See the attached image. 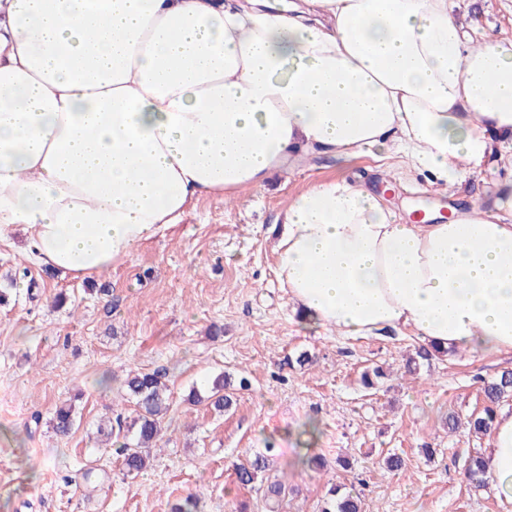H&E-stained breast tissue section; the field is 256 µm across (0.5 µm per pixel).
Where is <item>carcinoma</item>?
Listing matches in <instances>:
<instances>
[{"instance_id": "carcinoma-1", "label": "carcinoma", "mask_w": 512, "mask_h": 512, "mask_svg": "<svg viewBox=\"0 0 512 512\" xmlns=\"http://www.w3.org/2000/svg\"><path fill=\"white\" fill-rule=\"evenodd\" d=\"M126 396L135 401V417L131 420L124 435L125 442L117 448L123 470L132 475L139 474L149 464L151 449L158 447L161 435V423L170 409V389L166 374L159 371H137L127 375L123 382ZM231 388V377L221 374L212 384L208 404L216 411L222 412L232 405V395L227 393ZM484 406L477 415L463 421L456 414L448 415V429L456 431L461 427L471 433H487L491 431L496 408L500 402L512 394V371L504 370L482 387ZM75 413L72 405L64 403L58 406L51 420L55 434L67 437L75 427ZM273 461V449L254 455L247 462L234 468L236 483L249 486L258 475L269 468ZM293 492L288 483L277 480L267 485L265 495L272 503L279 501ZM321 512H362L359 496L346 492L343 487L334 484L328 490V498Z\"/></svg>"}]
</instances>
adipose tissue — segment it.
<instances>
[{"instance_id":"adipose-tissue-1","label":"adipose tissue","mask_w":512,"mask_h":512,"mask_svg":"<svg viewBox=\"0 0 512 512\" xmlns=\"http://www.w3.org/2000/svg\"><path fill=\"white\" fill-rule=\"evenodd\" d=\"M512 134V37L453 0H0V240L111 269L189 203L371 150L442 188ZM451 222L401 224L344 179L284 210L277 276L305 327L409 328L512 354V180ZM485 478L512 503V414Z\"/></svg>"}]
</instances>
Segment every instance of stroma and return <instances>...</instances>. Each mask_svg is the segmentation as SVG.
I'll return each instance as SVG.
<instances>
[{"label":"stroma","mask_w":512,"mask_h":512,"mask_svg":"<svg viewBox=\"0 0 512 512\" xmlns=\"http://www.w3.org/2000/svg\"><path fill=\"white\" fill-rule=\"evenodd\" d=\"M457 13L473 38L512 36V0H458ZM510 155L512 136L496 138L486 163L448 195L492 205V187L512 173L503 163ZM342 177L375 189L409 224L431 193L394 158L365 153L340 166L322 157L231 202L199 199L179 223L82 280L30 258L23 231L0 241V512H172L190 493L201 512H320L334 482L352 489L364 512H512L491 486L464 478L491 436L445 427L449 413L482 410L483 380L512 370V355L456 350L411 374L405 358L421 342L413 331L301 329L276 273L280 213L295 194ZM303 352L312 357L305 366L296 362ZM375 366L384 378L363 387L362 371ZM140 369L165 370L171 405L161 450L134 477L95 437L113 413L131 421L122 381ZM222 372L250 381L230 410L187 402ZM71 398L77 423L60 438L49 421ZM312 422L311 452L325 470L297 461L299 434ZM270 444L280 450L274 475L295 489L276 508L264 481L234 482L235 465ZM391 453L403 457L401 470L384 466Z\"/></svg>","instance_id":"35a3bbf8"}]
</instances>
